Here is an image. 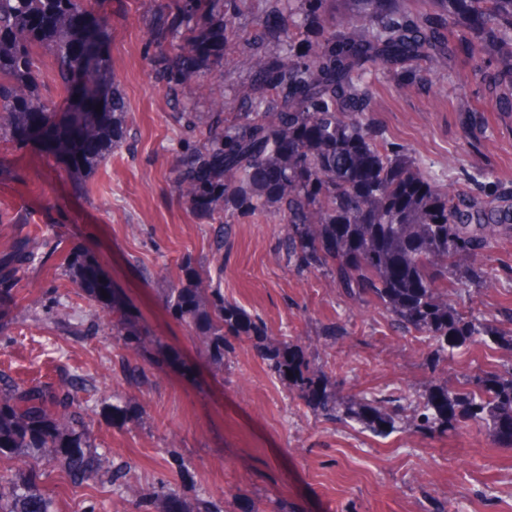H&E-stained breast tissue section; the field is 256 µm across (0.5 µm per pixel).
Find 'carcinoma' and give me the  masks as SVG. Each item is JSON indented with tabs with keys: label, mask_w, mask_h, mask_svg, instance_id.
I'll list each match as a JSON object with an SVG mask.
<instances>
[{
	"label": "carcinoma",
	"mask_w": 512,
	"mask_h": 512,
	"mask_svg": "<svg viewBox=\"0 0 512 512\" xmlns=\"http://www.w3.org/2000/svg\"><path fill=\"white\" fill-rule=\"evenodd\" d=\"M268 2L243 35L249 0H157L147 37L155 81L179 126L172 185L189 212L214 226L212 259H224L239 220L267 216L278 225L275 251L288 270L323 274L382 309L395 331L434 342L433 367L471 345L512 350V332L448 299L450 283L496 278L478 259L512 241V196L492 194L490 170L478 192L450 188L380 142L365 79L380 71L405 77L406 90L433 84L441 72L430 63L446 66L449 27L466 39L474 74L493 58L512 76V0H441L435 17L404 12L399 0H364L348 24L329 13V0ZM90 4L0 0V137L36 142L76 175L125 146L130 130L112 59L102 50L108 21L94 17ZM272 58L277 70L249 73L231 108L217 102L203 116L183 95L190 81L223 78L229 60ZM50 74L71 97L62 121L42 94ZM52 256L69 268L82 298L110 291L87 256L18 233L0 252V303L26 300L28 269ZM162 301L210 363L224 367L235 341L250 340L269 371L325 421L355 422L378 436L394 432L399 419L418 434L489 423L512 446V371L484 370L457 389L439 379L406 416L398 397L338 396L336 379L299 341L272 342L264 321L224 296L190 255ZM122 372L134 387L145 376L130 361ZM81 384L78 376L55 383L0 374V459L25 458L23 467L0 469V512H56L41 488L50 465L78 487L106 475L135 512H184L169 482L142 490L129 482L128 463L104 466Z\"/></svg>",
	"instance_id": "carcinoma-1"
}]
</instances>
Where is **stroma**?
<instances>
[{"label":"stroma","mask_w":512,"mask_h":512,"mask_svg":"<svg viewBox=\"0 0 512 512\" xmlns=\"http://www.w3.org/2000/svg\"><path fill=\"white\" fill-rule=\"evenodd\" d=\"M111 20L104 50L130 115V144L92 173L71 175L38 144L0 138V212H25V230L86 254L110 286L92 302L77 296L66 267L36 265L26 305L0 310V371L31 379L46 374L85 380L80 393L100 447L131 466L146 489L158 480L178 490L187 512L223 500L228 512H512V448L490 426L425 436L401 428L376 436L355 423L322 420L269 372L253 347L237 343L224 369L193 347L161 294L185 254L211 257L205 221L172 188L179 131L145 55L155 0H95ZM450 74L434 88L403 92L391 75H369L374 122L389 145L424 171L470 190L493 169L497 192L512 194V98L491 101L497 63L473 75L465 43L451 35ZM277 226L257 216L237 225L224 260L225 294L266 322L274 341L300 339L316 363L335 374L341 394L405 393L424 400L436 377L458 385L464 375L512 369V352L472 346L432 372L421 336L392 332L380 310L349 298L323 275L299 276L273 253ZM493 286L463 283L450 293L467 313L497 318L512 307V243L481 259ZM87 333L72 335L69 324ZM134 324L144 339L137 362L141 387L126 385L129 353L117 337ZM336 325L343 336L326 335ZM141 408L123 414L126 404ZM184 458L180 473L174 456ZM43 489L57 512H133L105 479L73 486L59 467Z\"/></svg>","instance_id":"1"}]
</instances>
